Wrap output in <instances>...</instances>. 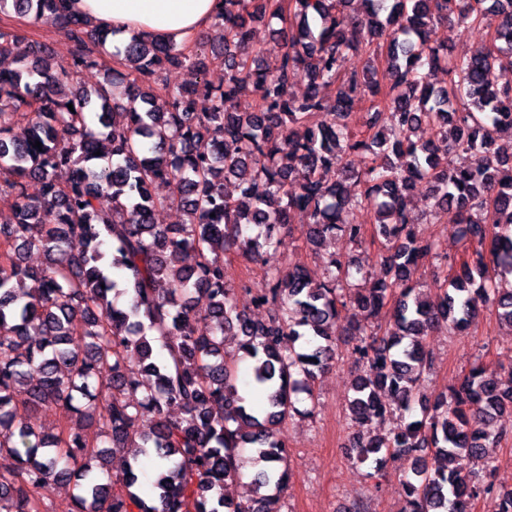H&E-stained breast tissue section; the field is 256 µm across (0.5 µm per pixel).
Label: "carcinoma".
I'll list each match as a JSON object with an SVG mask.
<instances>
[{
    "mask_svg": "<svg viewBox=\"0 0 512 512\" xmlns=\"http://www.w3.org/2000/svg\"><path fill=\"white\" fill-rule=\"evenodd\" d=\"M70 2L0 0V13L50 21L74 45L66 64L37 45L32 59L0 70V197L11 199L0 216V456L15 461L0 471V512H49L44 492L71 481L72 512H280L291 476L280 427L313 414L296 406L298 395L314 398L346 311L343 330L363 366L347 418L376 432L353 438L355 459L377 472L411 461L402 512H458L478 499L487 512H512V488L497 487L492 469L475 482L462 467L500 443L503 432L488 425L512 413V371L502 380L475 365L447 393L420 391L435 330L462 332L487 307L512 329V144L497 139L512 127V83L497 79L512 71V0H365L356 16L354 0H220V51L132 36L114 54L125 72L94 90L75 76L99 65L116 31L88 32ZM257 18L282 22L273 33L284 52L272 64L250 47L247 20ZM448 24L489 45L448 57L437 38ZM350 50H383L385 60L342 78ZM211 59L224 66L218 86L207 80ZM184 65L199 81L153 93ZM437 69L444 86L430 81ZM300 72L308 86L298 95ZM248 83L258 96L242 103ZM360 101L370 106L362 137L348 123ZM423 125L435 139H412ZM456 152L472 163H448ZM330 170L337 177L327 182ZM230 178L235 198L224 192ZM422 181L432 200L426 223L456 224L464 256H442L421 237L407 193ZM161 184L165 197L154 193ZM170 205L183 223L153 218ZM357 207L375 211L380 275L334 255L318 274L281 270L291 210L307 214L317 247L338 233L360 242L363 225L348 218ZM44 208L55 225L40 222ZM34 251L43 266L28 264ZM228 255L264 263L253 303L269 308L267 319L239 308ZM432 255L450 274L428 296L412 281ZM197 294L209 301L203 310ZM228 336L251 361L259 403L224 360ZM19 394L34 414L66 416L53 432L36 428L18 419ZM417 406L421 417L379 433L394 412ZM112 447L132 449L119 475ZM248 449L268 467L248 482L251 493L230 498L224 487L242 480ZM143 458L154 467L146 493Z\"/></svg>",
    "mask_w": 512,
    "mask_h": 512,
    "instance_id": "cac0c4a2",
    "label": "carcinoma"
}]
</instances>
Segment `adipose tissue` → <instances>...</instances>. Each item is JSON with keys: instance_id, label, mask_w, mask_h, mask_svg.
Returning <instances> with one entry per match:
<instances>
[{"instance_id": "1", "label": "adipose tissue", "mask_w": 512, "mask_h": 512, "mask_svg": "<svg viewBox=\"0 0 512 512\" xmlns=\"http://www.w3.org/2000/svg\"><path fill=\"white\" fill-rule=\"evenodd\" d=\"M217 0H73V10L96 28H114L124 36L189 41L207 29Z\"/></svg>"}]
</instances>
